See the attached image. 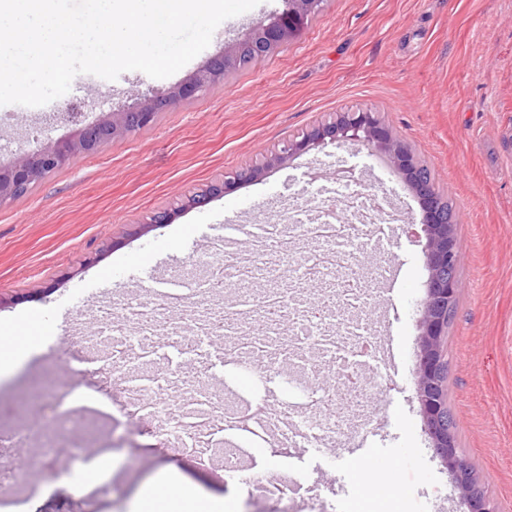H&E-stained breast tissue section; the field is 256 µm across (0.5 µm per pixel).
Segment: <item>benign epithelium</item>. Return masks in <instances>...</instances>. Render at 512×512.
I'll return each mask as SVG.
<instances>
[{
  "label": "benign epithelium",
  "mask_w": 512,
  "mask_h": 512,
  "mask_svg": "<svg viewBox=\"0 0 512 512\" xmlns=\"http://www.w3.org/2000/svg\"><path fill=\"white\" fill-rule=\"evenodd\" d=\"M320 9L321 0H284L281 12L256 22L244 38L225 46L224 53L208 60L187 81L132 109L105 113L96 121L83 125L71 139L40 144L17 154L10 165L0 164V205L26 193L47 175L68 166L76 157L94 152L105 144L122 141L136 130L154 126L160 114L168 109L191 105L233 73L245 52L264 53L288 45ZM346 142L358 143L371 151L385 154L397 175L419 201L429 271L421 304L422 333L416 365L417 398L424 429L442 465L451 473L468 512H494L488 499L476 487L472 474L462 467L452 434L447 427L441 426L448 402V390L441 384V371L445 365L443 338L448 335V309L459 293L456 269L462 245L454 234L453 225L448 223L446 201L435 182L422 179L420 160L380 114L372 109L340 112L301 138L287 141L263 164L245 165L222 174L190 196L187 204L199 205L232 193L240 185L258 179L268 169L295 155L327 144ZM179 212L177 207L161 209L141 228L170 224Z\"/></svg>",
  "instance_id": "1"
}]
</instances>
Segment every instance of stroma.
Instances as JSON below:
<instances>
[{"label":"stroma","mask_w":512,"mask_h":512,"mask_svg":"<svg viewBox=\"0 0 512 512\" xmlns=\"http://www.w3.org/2000/svg\"><path fill=\"white\" fill-rule=\"evenodd\" d=\"M283 0L222 22L210 45L165 79L105 80L77 75L64 98L39 107L5 106L0 164L46 140L73 137L66 103H93L103 113L141 103L197 72L225 44L244 37ZM371 108L438 178L455 207L462 244L461 288L444 339L448 406L458 455L477 473L498 512H512V0H325L321 13L291 44L238 71L192 105L164 112L127 139L78 156L65 169L0 205V334L45 323L47 345L0 378V427H35L24 453L36 470L30 484L0 485V502L27 512H137L140 488L161 469L180 474L234 512H273L272 505L225 477L220 459L202 466L154 434L152 423L127 421L112 407L106 374H80L73 359L95 307L120 291L141 289L140 267L169 278L230 220L270 224L311 177L333 183L337 169L367 188L386 191L402 218L391 226L400 250L359 245L361 264L388 262L392 273L366 308L381 323L390 365L384 420L371 432L337 429L326 448L290 456L260 445L248 461L258 471L285 472L315 487L312 505L340 507L362 499L376 512H467L423 430L413 370L419 354L420 304L428 278L421 211L385 155L329 145L294 156L260 180L186 209L173 223L135 233L160 209L177 205L225 171L255 164L336 113ZM77 384L98 392L104 407L78 411L72 438L87 448L70 455L72 438L56 442L58 459L43 461L46 396ZM118 460L111 483L83 476L103 453ZM371 469L378 482L364 478Z\"/></svg>","instance_id":"35a3bbf8"}]
</instances>
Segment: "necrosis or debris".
Returning a JSON list of instances; mask_svg holds the SVG:
<instances>
[{
  "mask_svg": "<svg viewBox=\"0 0 512 512\" xmlns=\"http://www.w3.org/2000/svg\"><path fill=\"white\" fill-rule=\"evenodd\" d=\"M309 194L318 201L314 208L275 224L242 225L256 244L253 253L234 255L230 241H212L190 276L144 295H121L99 311L97 341L105 353L88 355L90 369L112 375L126 416L160 422L161 435L201 462H209L212 449L196 444L198 424L217 415L231 431L254 429L285 451L325 447L337 426L357 433L382 418L372 390L387 386L380 366L386 350L363 308L388 271L363 275L354 257L360 242L381 239L391 203L387 193L344 178L332 187L312 185ZM302 241L312 245L303 254ZM294 259L302 271L317 269L314 283L328 293L327 307L302 301L285 268ZM214 335L223 336L225 359L246 375L268 379L289 365L306 387L304 410L274 414L269 397L259 395L252 417H243L220 384L189 380L170 364L173 355L204 358ZM222 454L225 474L240 475L248 494L276 503V512H295L294 477L251 471L234 447Z\"/></svg>",
  "mask_w": 512,
  "mask_h": 512,
  "instance_id": "1",
  "label": "necrosis or debris"
}]
</instances>
